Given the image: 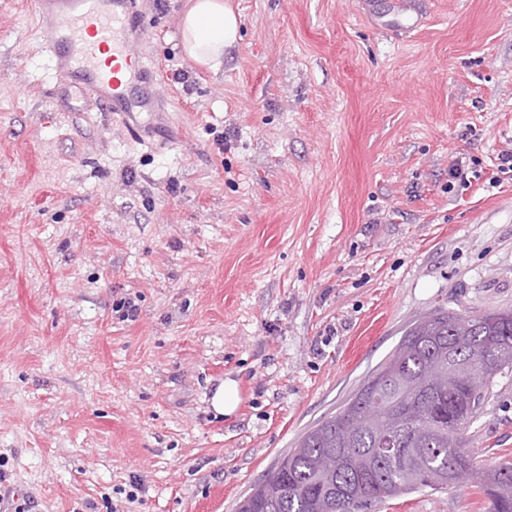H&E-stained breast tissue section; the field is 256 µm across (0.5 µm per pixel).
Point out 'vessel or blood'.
Masks as SVG:
<instances>
[{"label":"vessel or blood","mask_w":512,"mask_h":512,"mask_svg":"<svg viewBox=\"0 0 512 512\" xmlns=\"http://www.w3.org/2000/svg\"><path fill=\"white\" fill-rule=\"evenodd\" d=\"M57 81L96 96L140 132L152 111L149 88L160 68L133 53L141 32L133 0H35Z\"/></svg>","instance_id":"vessel-or-blood-1"}]
</instances>
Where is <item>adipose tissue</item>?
<instances>
[{
    "instance_id": "obj_1",
    "label": "adipose tissue",
    "mask_w": 512,
    "mask_h": 512,
    "mask_svg": "<svg viewBox=\"0 0 512 512\" xmlns=\"http://www.w3.org/2000/svg\"><path fill=\"white\" fill-rule=\"evenodd\" d=\"M182 48L196 63L217 70L224 49L238 34V21L224 0H193L180 25Z\"/></svg>"
}]
</instances>
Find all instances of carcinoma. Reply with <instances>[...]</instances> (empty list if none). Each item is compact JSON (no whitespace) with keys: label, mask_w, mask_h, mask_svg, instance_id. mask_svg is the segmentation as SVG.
Wrapping results in <instances>:
<instances>
[{"label":"carcinoma","mask_w":512,"mask_h":512,"mask_svg":"<svg viewBox=\"0 0 512 512\" xmlns=\"http://www.w3.org/2000/svg\"><path fill=\"white\" fill-rule=\"evenodd\" d=\"M512 369V310L415 320L336 414L306 432L243 499L239 512H362L403 493L442 490L457 460L490 512H512V463L479 470L462 433L496 377Z\"/></svg>","instance_id":"cac0c4a2"}]
</instances>
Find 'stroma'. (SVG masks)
<instances>
[{"instance_id": "obj_1", "label": "stroma", "mask_w": 512, "mask_h": 512, "mask_svg": "<svg viewBox=\"0 0 512 512\" xmlns=\"http://www.w3.org/2000/svg\"><path fill=\"white\" fill-rule=\"evenodd\" d=\"M188 2L136 0L139 140L0 0V512H237L411 322L512 310V0H422L414 29L392 0H227L215 72ZM464 443L512 462V370ZM489 509L466 480L371 512ZM181 21L182 48L198 64L218 71L224 48L233 44L238 21L223 0H194ZM239 390L235 381L226 379L212 399L214 410L224 416L233 414L239 403Z\"/></svg>"}]
</instances>
